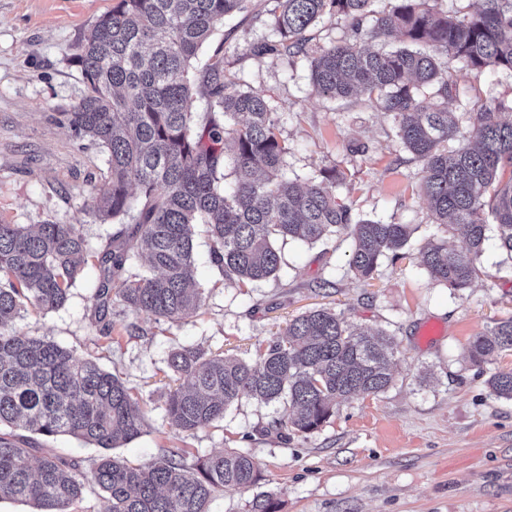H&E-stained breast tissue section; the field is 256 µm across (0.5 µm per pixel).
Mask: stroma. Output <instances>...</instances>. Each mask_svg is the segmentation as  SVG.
<instances>
[{"mask_svg": "<svg viewBox=\"0 0 512 512\" xmlns=\"http://www.w3.org/2000/svg\"><path fill=\"white\" fill-rule=\"evenodd\" d=\"M115 2L0 0V220L75 224L95 251L119 230L94 211L106 154L77 140L56 115L83 95L74 57ZM276 39L264 19L236 14L203 45L195 66L221 56L242 90L266 97L289 146L288 177L342 170L336 193L355 216L410 225L399 257L382 259L363 282L349 271L347 236L309 247L281 241L280 277L236 288L210 263L201 224L195 258L204 304L193 317L171 323L130 312L138 335L118 328L103 337L94 318L99 270L92 261L63 308L29 311L16 330L96 360L133 388L147 427L118 448L126 460L144 463L179 444L195 456L227 446L251 454L259 484L224 491L210 512H249L260 493L272 496L277 512H512V400L496 398L488 385L494 373L512 369V352L481 365L467 357L473 335L512 315V262L486 252L479 278L460 295L434 282L420 264L421 248L445 239L461 250L465 240L460 229L433 223L417 192L421 163L397 140L392 114L319 95L308 58L249 54L251 45ZM316 307L395 335L396 375L387 391L352 398L317 431L285 438L259 432L282 417V408L244 396L217 426L178 439L163 410L172 349L253 359L289 319ZM431 323L439 335H424Z\"/></svg>", "mask_w": 512, "mask_h": 512, "instance_id": "35a3bbf8", "label": "stroma"}]
</instances>
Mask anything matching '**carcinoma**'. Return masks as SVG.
Here are the masks:
<instances>
[{
  "instance_id": "carcinoma-1",
  "label": "carcinoma",
  "mask_w": 512,
  "mask_h": 512,
  "mask_svg": "<svg viewBox=\"0 0 512 512\" xmlns=\"http://www.w3.org/2000/svg\"><path fill=\"white\" fill-rule=\"evenodd\" d=\"M253 0H117L99 17L77 56L85 91L59 113L78 140L107 154V180L95 196L102 220L128 221L96 255L99 279L94 317L112 335V309L123 306L178 322L203 305L194 276L195 227L212 241L210 259L239 287L277 277L279 239L313 245L347 232L349 269L360 279L410 239L406 224L356 218L336 197L339 170L300 184L282 173L288 144L272 108L224 74V59L208 64L201 91L222 120L192 125L193 61L224 17L247 12ZM276 0L270 25L279 40L256 55L310 58L316 91L355 99L393 115L399 143L422 164L419 193L432 221L464 228L467 247L442 240L422 252L437 282L461 292L478 278L492 216L499 248L512 260V102L470 98L468 131L448 112L459 98L458 72L475 78L512 72V0H457L448 13L439 0ZM351 30L341 44L320 47L309 30L324 16ZM371 27H365L367 19ZM399 34L405 44L371 51L365 42ZM139 190L138 203L130 189ZM91 249L74 224L0 222V502L32 504L36 512H68L83 500L85 483L72 460L45 453L33 459L29 435L72 436L104 450L87 479L102 512H209L226 489H248L260 472L249 454L222 448L193 456L163 448L138 465L109 454L141 436L146 410L116 373L46 338L22 336L15 323L28 307L62 308ZM396 338L362 332L330 309L288 321L257 359L199 348L169 352L170 378L179 385L165 401L168 423L192 437L224 420L246 395L285 413L280 432L308 434L336 407L392 384ZM512 351V316L477 333L469 344L475 364ZM493 393L512 400V370L489 379Z\"/></svg>"
}]
</instances>
